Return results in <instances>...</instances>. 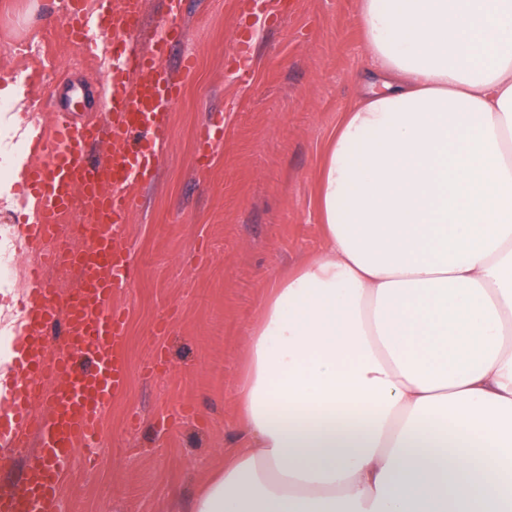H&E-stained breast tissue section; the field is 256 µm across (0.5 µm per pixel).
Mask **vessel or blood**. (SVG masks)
Wrapping results in <instances>:
<instances>
[{
    "mask_svg": "<svg viewBox=\"0 0 512 512\" xmlns=\"http://www.w3.org/2000/svg\"><path fill=\"white\" fill-rule=\"evenodd\" d=\"M145 0H100L89 15L83 0H61V16L74 38L89 48L108 50L113 64L99 92L103 115L77 121L72 100L56 101L51 133L34 129L31 143L43 156L28 183L38 200L33 223L23 228L25 247L41 250L43 266L29 277L31 302L25 334L11 366V387L0 397V460L28 454L21 476L0 484V512H62L64 481L78 449L93 445L102 432L106 408L123 388L120 358L125 320L113 297L131 287L133 263L123 245L125 227L136 207L133 186L151 182L170 141L168 115L182 91V76L193 68L184 57L179 69L167 64L183 45V0H164V18L149 49L134 38ZM224 138L216 120L200 128V165ZM100 155H93V148ZM83 209L92 224L81 250L70 256L80 285L61 293L50 288L46 266L56 253L47 245L63 217ZM64 322L62 355L44 356L49 326ZM52 387L46 412L34 413L30 398L38 383ZM36 452H29V445Z\"/></svg>",
    "mask_w": 512,
    "mask_h": 512,
    "instance_id": "1",
    "label": "vessel or blood"
}]
</instances>
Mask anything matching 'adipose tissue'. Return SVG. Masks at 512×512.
<instances>
[{
  "label": "adipose tissue",
  "instance_id": "obj_1",
  "mask_svg": "<svg viewBox=\"0 0 512 512\" xmlns=\"http://www.w3.org/2000/svg\"><path fill=\"white\" fill-rule=\"evenodd\" d=\"M323 245L246 331L191 512H512V0H359Z\"/></svg>",
  "mask_w": 512,
  "mask_h": 512
}]
</instances>
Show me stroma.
I'll list each match as a JSON object with an SVG mask.
<instances>
[{
	"label": "stroma",
	"instance_id": "35a3bbf8",
	"mask_svg": "<svg viewBox=\"0 0 512 512\" xmlns=\"http://www.w3.org/2000/svg\"><path fill=\"white\" fill-rule=\"evenodd\" d=\"M241 0H185L186 44L196 59L170 114L171 140L151 183L133 189L126 226L133 285L113 307L126 314L123 390L104 413L98 461L79 450L63 500L76 512H190L212 469L235 448L231 391L245 329L259 319L272 278L322 244L315 184L342 113L369 86L358 0H288L287 15L245 18ZM0 0V79L26 110L0 111V161L29 167L34 128L51 130L53 87L96 85L104 53L69 42L58 0ZM250 26L245 71L233 37ZM224 141L199 165L196 136L213 119Z\"/></svg>",
	"mask_w": 512,
	"mask_h": 512
}]
</instances>
